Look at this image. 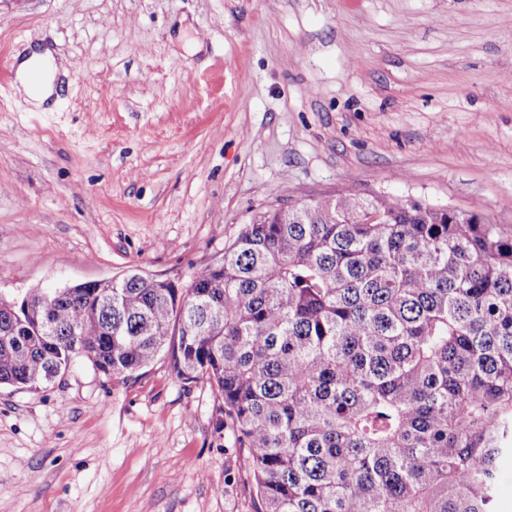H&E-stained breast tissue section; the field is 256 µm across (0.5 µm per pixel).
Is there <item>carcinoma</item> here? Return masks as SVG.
Masks as SVG:
<instances>
[{
  "mask_svg": "<svg viewBox=\"0 0 512 512\" xmlns=\"http://www.w3.org/2000/svg\"><path fill=\"white\" fill-rule=\"evenodd\" d=\"M0 297V385L160 353L206 380L258 512H496L512 456V231L352 195L268 209L184 288Z\"/></svg>",
  "mask_w": 512,
  "mask_h": 512,
  "instance_id": "cac0c4a2",
  "label": "carcinoma"
}]
</instances>
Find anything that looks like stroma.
<instances>
[{
  "instance_id": "stroma-1",
  "label": "stroma",
  "mask_w": 512,
  "mask_h": 512,
  "mask_svg": "<svg viewBox=\"0 0 512 512\" xmlns=\"http://www.w3.org/2000/svg\"><path fill=\"white\" fill-rule=\"evenodd\" d=\"M339 194L512 229V0H0V297L185 286L258 212ZM219 406L163 355L1 386L0 512H257ZM58 68L52 52H32L17 68V81L37 105H41L53 93V81Z\"/></svg>"
}]
</instances>
